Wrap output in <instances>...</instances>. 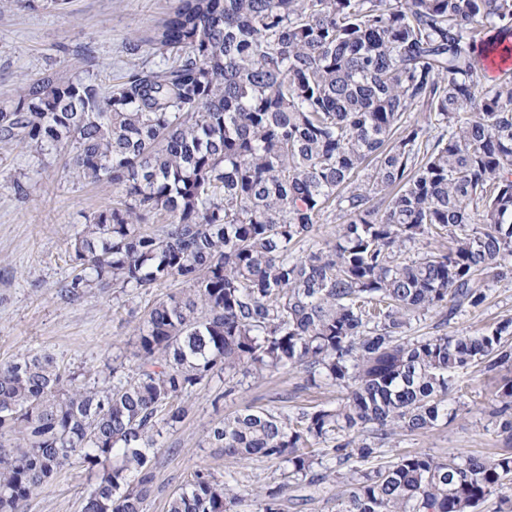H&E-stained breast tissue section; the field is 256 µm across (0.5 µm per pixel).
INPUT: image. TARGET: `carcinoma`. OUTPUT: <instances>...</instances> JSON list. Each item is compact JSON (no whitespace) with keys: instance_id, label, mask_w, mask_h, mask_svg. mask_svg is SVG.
<instances>
[{"instance_id":"1","label":"carcinoma","mask_w":512,"mask_h":512,"mask_svg":"<svg viewBox=\"0 0 512 512\" xmlns=\"http://www.w3.org/2000/svg\"><path fill=\"white\" fill-rule=\"evenodd\" d=\"M144 43L160 62L105 89L52 73L0 105V141L69 146L73 175L114 188L75 234L62 297L190 285L152 304L133 373L110 386L76 383L49 353L0 365V512H24L76 460L95 476L82 512H147L180 396L296 369L337 405L246 406L208 431L227 457L283 465L258 512H288V490L327 479L325 457L350 468L339 512L511 503L508 451L351 464L447 418L457 373L512 370L511 318L406 335L420 315L446 326L480 308L512 257V72L482 83L488 48L512 55V0H179ZM495 401L509 446L512 380ZM247 497L197 470L168 512H247Z\"/></svg>"}]
</instances>
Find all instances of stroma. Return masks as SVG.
<instances>
[{"instance_id":"1","label":"stroma","mask_w":512,"mask_h":512,"mask_svg":"<svg viewBox=\"0 0 512 512\" xmlns=\"http://www.w3.org/2000/svg\"><path fill=\"white\" fill-rule=\"evenodd\" d=\"M177 0H11L0 8V102L50 71H66L111 85L128 69L154 63L137 39L151 37ZM67 150L37 159L31 148L0 142V364L17 356L53 354L78 383L102 384L110 368L129 362L135 327L154 301L187 291L175 283L144 292L131 288L94 290L67 300L60 290L78 271L72 240L87 217L110 206L112 186L89 184L65 171ZM512 318V274L489 281L479 311L458 314L446 331L472 334ZM503 374L473 366L454 381L456 413L425 433L398 437L377 449L366 468L388 465L405 451L438 458L491 455L501 448L491 412ZM216 376L180 399L187 416L160 438L152 460L156 480L148 512H166L171 495L200 468L223 474L241 490L281 482L282 469L263 458L235 459L210 447L206 431L225 416L251 406L295 412L335 405V388L307 387L299 372L247 378L242 390L224 397ZM90 473L74 463L32 496L25 512H81Z\"/></svg>"}]
</instances>
